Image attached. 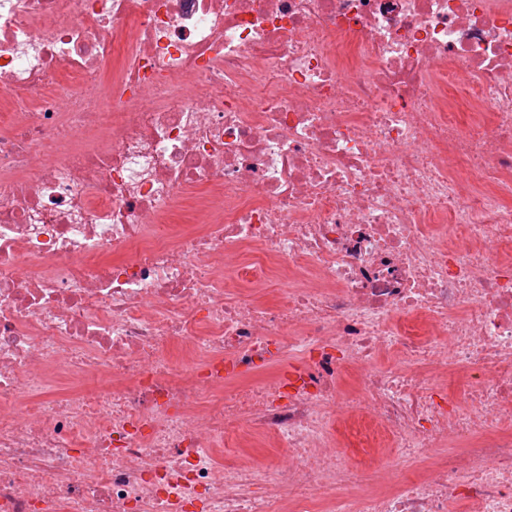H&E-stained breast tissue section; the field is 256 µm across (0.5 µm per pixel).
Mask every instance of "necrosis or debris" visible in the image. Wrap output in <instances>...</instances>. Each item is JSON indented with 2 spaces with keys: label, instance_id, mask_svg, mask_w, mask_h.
Wrapping results in <instances>:
<instances>
[{
  "label": "necrosis or debris",
  "instance_id": "4bbe7bcc",
  "mask_svg": "<svg viewBox=\"0 0 512 512\" xmlns=\"http://www.w3.org/2000/svg\"><path fill=\"white\" fill-rule=\"evenodd\" d=\"M0 512H512V0H0Z\"/></svg>",
  "mask_w": 512,
  "mask_h": 512
}]
</instances>
